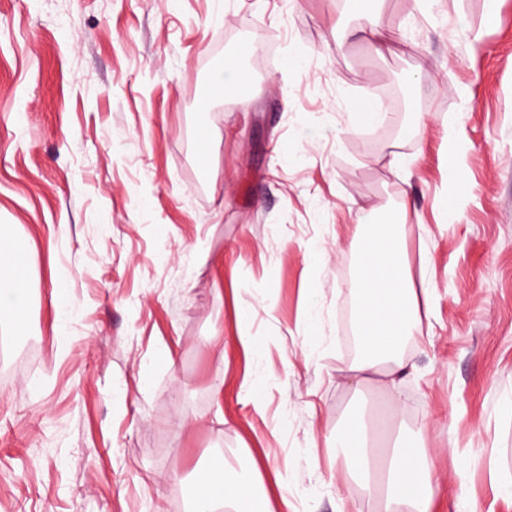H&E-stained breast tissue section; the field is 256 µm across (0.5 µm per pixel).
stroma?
Segmentation results:
<instances>
[{
	"instance_id": "stroma-1",
	"label": "stroma",
	"mask_w": 512,
	"mask_h": 512,
	"mask_svg": "<svg viewBox=\"0 0 512 512\" xmlns=\"http://www.w3.org/2000/svg\"><path fill=\"white\" fill-rule=\"evenodd\" d=\"M358 24L353 0H0V225L33 268L25 334L0 318V512H189L211 455L258 466L272 512H377L328 438L394 400L429 429L433 512H512V0H383L377 50ZM228 55L246 95L197 111ZM367 92L386 118L350 131ZM361 208L434 291L391 384L346 375Z\"/></svg>"
}]
</instances>
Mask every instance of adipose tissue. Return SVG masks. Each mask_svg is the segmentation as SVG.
<instances>
[{
  "label": "adipose tissue",
  "mask_w": 512,
  "mask_h": 512,
  "mask_svg": "<svg viewBox=\"0 0 512 512\" xmlns=\"http://www.w3.org/2000/svg\"><path fill=\"white\" fill-rule=\"evenodd\" d=\"M356 221L369 230L356 283L364 351L351 371L360 383L372 373L395 376L407 371L409 361L400 346L420 332L430 297L428 289L412 288L386 217L361 209ZM29 278L25 251L0 250V312H10L17 333L26 329ZM426 437L423 430L404 434L389 464L371 484V492L383 502V512H431L437 477L434 460L425 449ZM331 442L350 472H368L367 438L359 421L338 429ZM191 500L193 512H270L263 485L226 477L219 458L211 462L209 475L193 487Z\"/></svg>",
  "instance_id": "ef3b65f1"
}]
</instances>
